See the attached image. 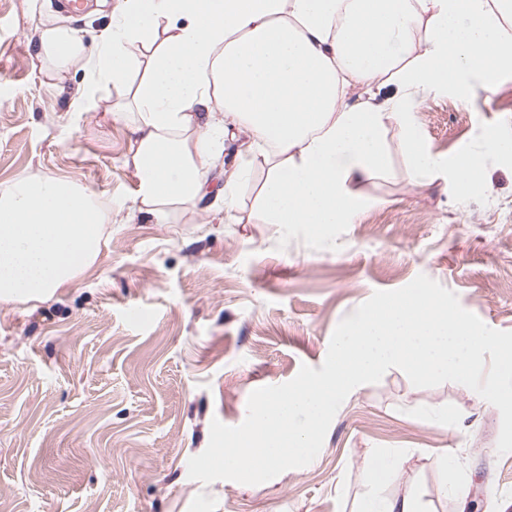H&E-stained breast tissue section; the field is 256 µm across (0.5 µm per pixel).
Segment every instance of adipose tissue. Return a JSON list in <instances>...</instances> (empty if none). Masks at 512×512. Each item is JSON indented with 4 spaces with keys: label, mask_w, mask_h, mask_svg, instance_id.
Returning a JSON list of instances; mask_svg holds the SVG:
<instances>
[{
    "label": "adipose tissue",
    "mask_w": 512,
    "mask_h": 512,
    "mask_svg": "<svg viewBox=\"0 0 512 512\" xmlns=\"http://www.w3.org/2000/svg\"><path fill=\"white\" fill-rule=\"evenodd\" d=\"M29 47L55 73L86 70L90 112L91 88L125 80L136 49H148L126 163L135 210L160 224L201 200L228 137H247L267 168L259 199L270 223L321 235L357 217L354 187L387 169L388 129L416 183L446 177L462 199L487 158H512L508 135L440 158L416 116L426 96L467 101L512 69V0H122L98 39L51 23ZM400 463L373 452L360 512H419L412 496L378 493Z\"/></svg>",
    "instance_id": "adipose-tissue-1"
}]
</instances>
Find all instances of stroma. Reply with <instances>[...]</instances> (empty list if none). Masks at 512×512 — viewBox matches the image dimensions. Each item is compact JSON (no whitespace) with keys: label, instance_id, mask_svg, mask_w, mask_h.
<instances>
[{"label":"stroma","instance_id":"1","mask_svg":"<svg viewBox=\"0 0 512 512\" xmlns=\"http://www.w3.org/2000/svg\"><path fill=\"white\" fill-rule=\"evenodd\" d=\"M118 2L0 10V186L37 170L124 205L91 274L49 301L0 300V512H358L376 448L405 458L383 494L413 493L424 512H512L499 410L458 383L416 387L397 368L347 397L309 465L259 485L189 479L212 420L240 425L253 390L320 367L337 324L374 291L424 274L512 331V160L488 159L459 199L443 180L413 183L388 132L389 171L360 183V214L320 238L269 223L256 200L267 169L230 142L205 198L156 223L133 209L128 122L77 114L85 73L53 88L28 48L47 13L90 41ZM417 118L443 158L512 133V71L467 103L428 96ZM242 169L246 223L214 222ZM134 308L143 322L130 321Z\"/></svg>","mask_w":512,"mask_h":512}]
</instances>
